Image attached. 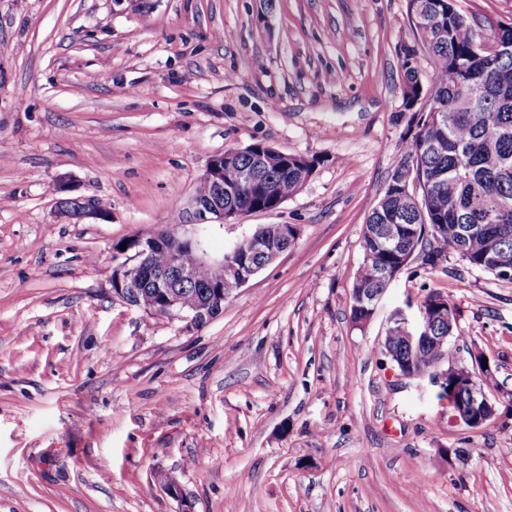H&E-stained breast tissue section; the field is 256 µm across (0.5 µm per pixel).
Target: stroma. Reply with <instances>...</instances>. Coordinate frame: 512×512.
Masks as SVG:
<instances>
[{"label":"stroma","instance_id":"1","mask_svg":"<svg viewBox=\"0 0 512 512\" xmlns=\"http://www.w3.org/2000/svg\"><path fill=\"white\" fill-rule=\"evenodd\" d=\"M412 40L407 0H0V512H177L158 470L195 512H512V282L416 259L351 319ZM258 141L321 163L274 211L200 221L209 159ZM62 174L111 220L60 217ZM264 224L300 235L201 328L112 293L118 240L216 261ZM432 291L500 383L480 427L384 351ZM166 472L157 471L155 478L157 481H167V480H173L174 477H170ZM173 478V479H172ZM160 487L167 492L169 496H171L173 499H175L179 504V510L178 512H195L193 510V503L190 499V497L187 495L185 490L182 488L180 484H178L175 481L172 482H164L159 484Z\"/></svg>","mask_w":512,"mask_h":512}]
</instances>
